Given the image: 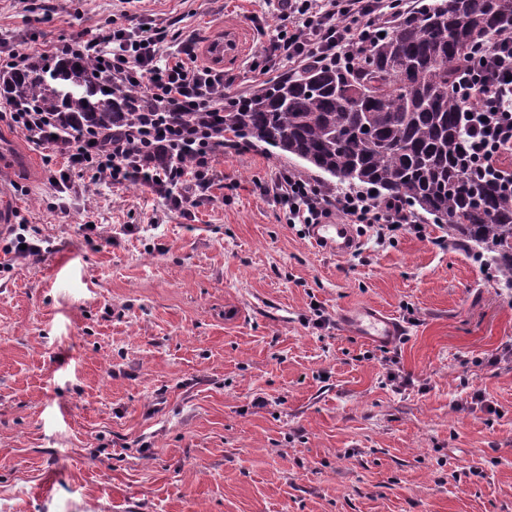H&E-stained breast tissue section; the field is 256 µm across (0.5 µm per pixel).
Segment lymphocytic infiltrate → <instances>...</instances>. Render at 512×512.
Here are the masks:
<instances>
[{
  "mask_svg": "<svg viewBox=\"0 0 512 512\" xmlns=\"http://www.w3.org/2000/svg\"><path fill=\"white\" fill-rule=\"evenodd\" d=\"M409 0H284L282 22L269 37L263 60L249 71L260 79L281 67L305 64L351 66L368 52L376 34L392 18L407 13ZM194 37L170 41L168 26L115 28L104 35L85 32L52 43L54 58L81 55L113 81L143 88L145 120L129 139L115 142L99 128H60L58 117L30 106L7 104L10 124L28 141L67 160L54 187L73 194L71 171L92 170L98 180L139 184L172 209L189 211L201 202L218 174L214 163L224 151V77L201 64ZM456 100L470 115L463 160L468 170L498 178L512 192V169L500 159L512 154V28L497 30L457 68ZM197 112L198 123L183 122ZM288 223L322 224L342 218L362 224L378 241L397 232L422 233L423 227L400 200L375 199L359 192H335L293 174L273 186Z\"/></svg>",
  "mask_w": 512,
  "mask_h": 512,
  "instance_id": "lymphocytic-infiltrate-1",
  "label": "lymphocytic infiltrate"
}]
</instances>
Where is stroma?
I'll use <instances>...</instances> for the list:
<instances>
[{"label":"stroma","mask_w":512,"mask_h":512,"mask_svg":"<svg viewBox=\"0 0 512 512\" xmlns=\"http://www.w3.org/2000/svg\"><path fill=\"white\" fill-rule=\"evenodd\" d=\"M135 20L202 45L236 24L257 58L280 22L267 0H0V39L40 51ZM0 139L23 160L0 232L51 242L0 252V512H512V288L432 245V216L323 253L260 192L294 160L249 147L188 215L88 170L62 209L64 158ZM365 305L403 336L350 335L339 314ZM13 225L11 229V233L15 234V238L12 242L6 243L3 247L5 252H13L17 255H38L41 252V246L36 241H39V239L36 240H28L27 236L24 233L17 232V230L28 232L29 226L26 224H17V227H14ZM21 244H26V249H20Z\"/></svg>","instance_id":"obj_1"}]
</instances>
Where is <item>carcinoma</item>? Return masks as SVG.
<instances>
[{
  "label": "carcinoma",
  "instance_id": "1",
  "mask_svg": "<svg viewBox=\"0 0 512 512\" xmlns=\"http://www.w3.org/2000/svg\"><path fill=\"white\" fill-rule=\"evenodd\" d=\"M511 27L512 0H426L356 66L306 67L224 111V137L419 207L451 237L485 245L512 286V199L465 171L467 124L454 93V65L479 39ZM0 96L60 113L63 129L118 135L140 117V92L95 74L83 56L0 75Z\"/></svg>",
  "mask_w": 512,
  "mask_h": 512
}]
</instances>
